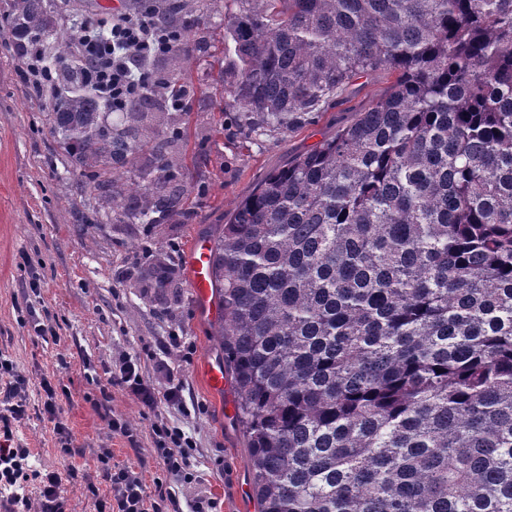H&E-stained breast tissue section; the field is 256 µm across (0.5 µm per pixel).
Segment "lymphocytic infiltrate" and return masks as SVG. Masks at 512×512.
Segmentation results:
<instances>
[{
	"mask_svg": "<svg viewBox=\"0 0 512 512\" xmlns=\"http://www.w3.org/2000/svg\"><path fill=\"white\" fill-rule=\"evenodd\" d=\"M181 35L159 27L150 12L127 11L113 14L109 36L100 37L83 33L80 45L85 54L96 64L94 88L113 111H124L128 102L140 96L153 75V64L159 57L171 52ZM11 376L12 382L0 397L6 402L0 409V492L8 497L0 506L5 512H28L29 498L25 489L29 482L39 486L40 512H67L66 500L61 491L63 478H77L78 469L67 475L54 471L33 469L28 461L29 451L15 440L17 422L28 415L25 397L26 382L14 374L12 360L0 353V376ZM118 386L128 391L141 406L154 412L161 402L178 403L182 387L168 382L165 390L145 379L136 359L125 357L118 371L112 372L106 387L100 388L94 405L101 418L106 420L113 433L131 437L126 423L113 418L110 407V387ZM151 430L157 443V454L173 482L190 480L187 472L188 450L192 443L178 427L169 425L162 418L154 417ZM99 474L112 489L111 496L103 497L95 483L87 489L94 495L97 512H160L162 505H169L170 512H182L174 493H165L163 501L151 499L141 473L132 467L113 466L102 462Z\"/></svg>",
	"mask_w": 512,
	"mask_h": 512,
	"instance_id": "lymphocytic-infiltrate-1",
	"label": "lymphocytic infiltrate"
}]
</instances>
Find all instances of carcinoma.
I'll return each instance as SVG.
<instances>
[{"label":"carcinoma","mask_w":512,"mask_h":512,"mask_svg":"<svg viewBox=\"0 0 512 512\" xmlns=\"http://www.w3.org/2000/svg\"><path fill=\"white\" fill-rule=\"evenodd\" d=\"M224 96L294 132L353 80L388 92L270 173L210 238L214 341L259 512H512V0H234ZM158 25L186 0H140ZM71 0H6L17 40L52 43L50 130L112 214L164 223L192 194L144 109L184 95L200 42L139 103L101 111ZM133 172L114 189V171Z\"/></svg>","instance_id":"cac0c4a2"}]
</instances>
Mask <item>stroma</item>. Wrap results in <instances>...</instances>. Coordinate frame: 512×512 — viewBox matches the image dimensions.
Masks as SVG:
<instances>
[{
  "mask_svg": "<svg viewBox=\"0 0 512 512\" xmlns=\"http://www.w3.org/2000/svg\"><path fill=\"white\" fill-rule=\"evenodd\" d=\"M202 32L207 45L188 75L194 94L186 112L172 110L168 117L181 132L178 154L201 158L192 174L206 192L182 200L152 235L144 225L113 219L104 202L100 224H82L80 178L49 130V103L31 96L17 56L0 47V351L27 379L30 403L38 402L42 379L66 390L59 407L72 432L74 457L60 456L52 423L37 415L23 420L16 436L29 449L33 468L63 474L68 512H96L83 483L65 474L72 466L94 472L106 451L113 462L141 469L147 487L168 479L155 451L151 416L133 396L111 390L112 411L128 423L129 439L113 434L93 405L108 370L127 355L158 387L172 379L182 385L183 405L164 402L159 410L192 438L187 469L193 479L173 486L183 512L199 503L206 512H258L234 390L209 382L210 368L224 364L210 339L217 311L197 303L188 257L193 244L208 239L270 172L351 123L391 82L384 73L358 78L310 125L256 135L237 106L221 97V74L210 54L222 45L223 27L208 24ZM160 263L170 265L179 281V301L150 287ZM33 281L38 288L32 292ZM38 323L51 327L55 339L38 337Z\"/></svg>",
  "mask_w": 512,
  "mask_h": 512,
  "instance_id": "1",
  "label": "stroma"
}]
</instances>
